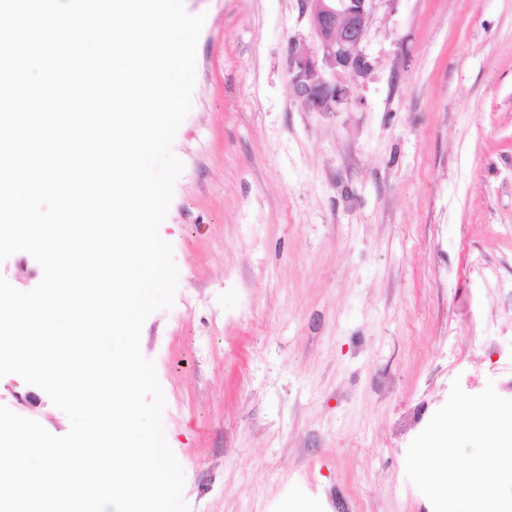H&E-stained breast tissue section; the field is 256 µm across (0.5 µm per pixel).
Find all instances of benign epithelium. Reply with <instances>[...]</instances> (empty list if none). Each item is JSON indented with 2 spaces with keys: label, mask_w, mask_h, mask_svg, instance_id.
<instances>
[{
  "label": "benign epithelium",
  "mask_w": 512,
  "mask_h": 512,
  "mask_svg": "<svg viewBox=\"0 0 512 512\" xmlns=\"http://www.w3.org/2000/svg\"><path fill=\"white\" fill-rule=\"evenodd\" d=\"M310 19L313 46L290 48L288 75L293 98L309 112H334L350 99L348 88L329 79L338 72L369 68L363 42L373 0H298Z\"/></svg>",
  "instance_id": "obj_1"
}]
</instances>
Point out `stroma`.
I'll return each mask as SVG.
<instances>
[{
	"label": "stroma",
	"mask_w": 512,
	"mask_h": 512,
	"mask_svg": "<svg viewBox=\"0 0 512 512\" xmlns=\"http://www.w3.org/2000/svg\"><path fill=\"white\" fill-rule=\"evenodd\" d=\"M204 15L161 237L179 271L141 351L190 512H433L406 451L453 382L512 399V0H374L366 74L309 112L298 0ZM0 405L56 436L38 387Z\"/></svg>",
	"instance_id": "obj_1"
}]
</instances>
